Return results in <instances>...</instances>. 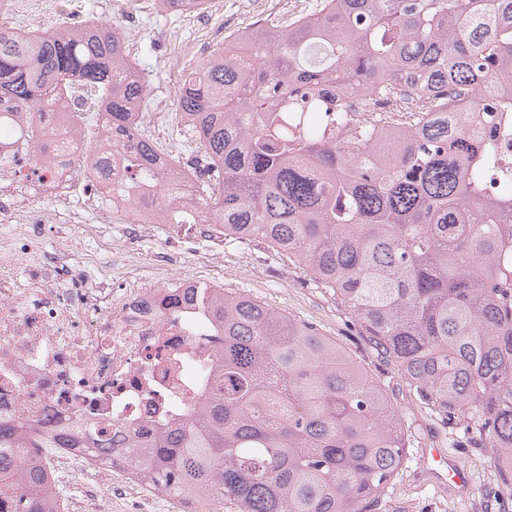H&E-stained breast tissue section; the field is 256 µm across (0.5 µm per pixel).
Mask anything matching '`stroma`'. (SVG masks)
<instances>
[{"label":"stroma","instance_id":"1","mask_svg":"<svg viewBox=\"0 0 512 512\" xmlns=\"http://www.w3.org/2000/svg\"><path fill=\"white\" fill-rule=\"evenodd\" d=\"M86 22L112 25L128 37L127 48L148 80L146 109L163 112L167 121L152 133L161 149L178 142L174 98L189 61L163 46L159 32H174L180 42L200 44L212 52L223 47L227 35L260 23L283 27L317 13L322 0H255L244 8L241 0H208L199 15L183 19L162 12L157 0H78ZM209 261L215 281L275 307L288 316L313 324L361 361L382 383L401 412L408 447L402 464L388 484L382 512H512V501L500 495L495 451L470 443L462 426L447 424L421 404L390 366L378 360L364 337L331 295L306 277L297 264L275 255L263 244L216 237L201 242L194 256L178 259L172 272L189 276ZM443 448L448 460L468 477L466 488L449 487L424 462L426 448Z\"/></svg>","mask_w":512,"mask_h":512}]
</instances>
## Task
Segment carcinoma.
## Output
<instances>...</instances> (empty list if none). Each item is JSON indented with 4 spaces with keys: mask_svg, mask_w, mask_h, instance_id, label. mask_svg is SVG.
Wrapping results in <instances>:
<instances>
[{
    "mask_svg": "<svg viewBox=\"0 0 512 512\" xmlns=\"http://www.w3.org/2000/svg\"><path fill=\"white\" fill-rule=\"evenodd\" d=\"M98 90L104 131L157 197L170 162L137 136L147 94L105 24L25 36L0 27V102L31 120ZM512 0H323L288 27L220 48L176 90L210 165L195 203L224 236L288 257L444 420L496 449L512 499V187L485 194L492 146L463 109L511 112ZM366 113L357 139L325 127ZM408 131L383 149L375 126ZM473 212V222L462 211ZM224 369L193 421L145 446L140 478L239 512H378L405 455L381 382L335 340L224 291Z\"/></svg>",
    "mask_w": 512,
    "mask_h": 512,
    "instance_id": "cac0c4a2",
    "label": "carcinoma"
}]
</instances>
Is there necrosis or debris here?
I'll use <instances>...</instances> for the list:
<instances>
[{
    "mask_svg": "<svg viewBox=\"0 0 512 512\" xmlns=\"http://www.w3.org/2000/svg\"><path fill=\"white\" fill-rule=\"evenodd\" d=\"M73 105L64 98L52 124L35 126L39 161L10 129L0 130V430L15 447L12 463L0 467V512H23L20 473L32 466L44 476L49 512H150L149 496L171 493L141 482L138 450L185 427L218 368L224 336L217 290L203 278L145 285L115 273L144 263L165 274L177 254L191 252L193 238L209 237L203 216L192 237L140 257L143 237L194 198L207 164L196 159L157 207L155 187L127 170L125 141L102 134L87 143L95 115L75 117ZM470 118L494 149L495 188L511 186L512 113ZM89 144L109 156V176L86 158ZM33 186L51 197L52 211L30 204ZM100 198L124 219L125 244L108 255L91 246L98 230L84 225L81 209ZM49 221L81 225L85 242L63 230L47 246L40 226Z\"/></svg>",
    "mask_w": 512,
    "mask_h": 512,
    "instance_id": "necrosis-or-debris-1",
    "label": "necrosis or debris"
}]
</instances>
